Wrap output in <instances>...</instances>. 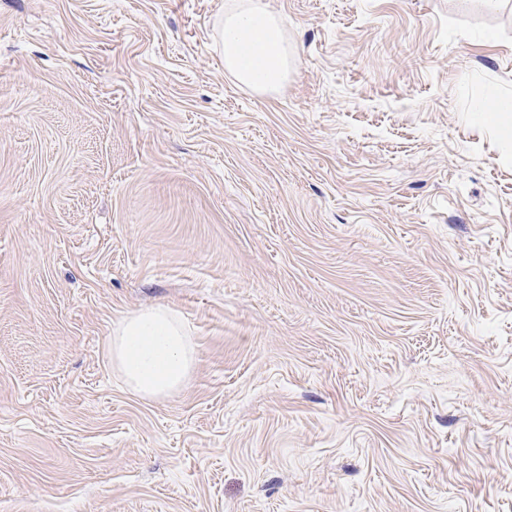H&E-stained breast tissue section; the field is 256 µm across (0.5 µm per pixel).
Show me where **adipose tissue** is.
Returning <instances> with one entry per match:
<instances>
[{
  "label": "adipose tissue",
  "mask_w": 512,
  "mask_h": 512,
  "mask_svg": "<svg viewBox=\"0 0 512 512\" xmlns=\"http://www.w3.org/2000/svg\"><path fill=\"white\" fill-rule=\"evenodd\" d=\"M224 66L242 84L263 91L287 77L288 49L262 0H248L225 17ZM109 346L126 385L143 397L173 393L194 363L189 331L179 313L164 305L125 316L113 327Z\"/></svg>",
  "instance_id": "adipose-tissue-1"
}]
</instances>
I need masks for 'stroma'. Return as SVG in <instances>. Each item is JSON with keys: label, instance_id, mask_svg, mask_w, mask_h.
<instances>
[{"label": "stroma", "instance_id": "stroma-1", "mask_svg": "<svg viewBox=\"0 0 512 512\" xmlns=\"http://www.w3.org/2000/svg\"><path fill=\"white\" fill-rule=\"evenodd\" d=\"M263 2L0 0V512H512V0ZM224 67L242 84L263 91L288 76V48L277 19L261 1H248L225 17ZM109 346L126 385L142 397L173 393L194 363L189 331L179 313L164 305L125 316L113 327Z\"/></svg>", "mask_w": 512, "mask_h": 512}]
</instances>
